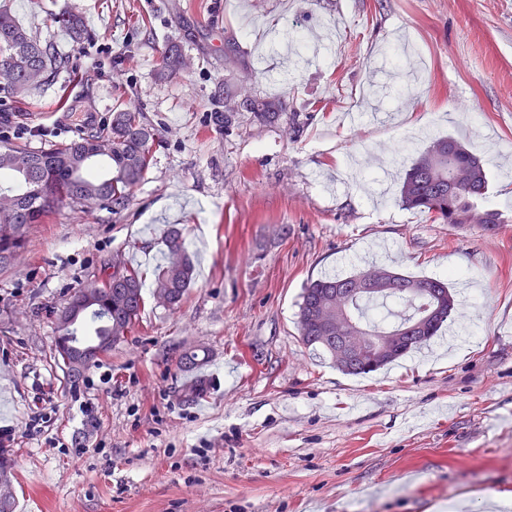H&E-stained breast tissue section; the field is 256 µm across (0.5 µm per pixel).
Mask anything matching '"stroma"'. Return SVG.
I'll return each mask as SVG.
<instances>
[{"label": "stroma", "mask_w": 512, "mask_h": 512, "mask_svg": "<svg viewBox=\"0 0 512 512\" xmlns=\"http://www.w3.org/2000/svg\"><path fill=\"white\" fill-rule=\"evenodd\" d=\"M69 66L0 91V124L49 149L135 108L159 143L128 210L69 208L0 267V448L15 512H491L512 500V0H10ZM78 11L74 41L53 14ZM301 126L216 130L224 38ZM191 63L164 77L176 38ZM488 160L496 233L395 201L431 138ZM197 277L175 309L71 382L54 359L69 297L121 256L152 272L167 225ZM389 265L444 275L441 334L367 377L300 340L307 281ZM189 350L205 359L193 371ZM206 389L189 400L193 379Z\"/></svg>", "instance_id": "35a3bbf8"}]
</instances>
